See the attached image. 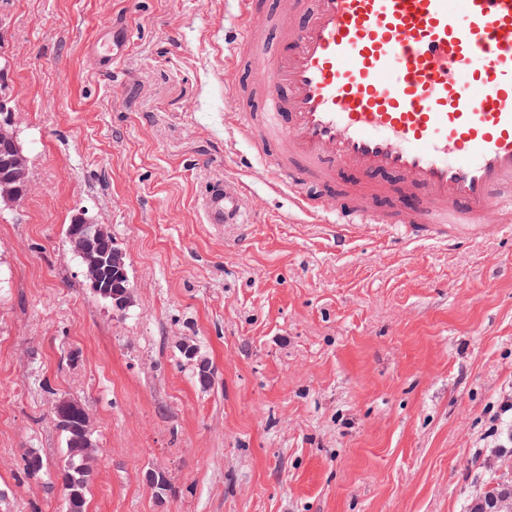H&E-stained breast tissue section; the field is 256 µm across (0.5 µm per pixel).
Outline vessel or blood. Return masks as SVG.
<instances>
[{
    "label": "vessel or blood",
    "mask_w": 512,
    "mask_h": 512,
    "mask_svg": "<svg viewBox=\"0 0 512 512\" xmlns=\"http://www.w3.org/2000/svg\"><path fill=\"white\" fill-rule=\"evenodd\" d=\"M236 2L224 66L248 76L227 106L273 189L340 241L360 224L398 247L512 240V0ZM95 47L114 69L122 43ZM202 206L244 221L223 184Z\"/></svg>",
    "instance_id": "b4317fda"
}]
</instances>
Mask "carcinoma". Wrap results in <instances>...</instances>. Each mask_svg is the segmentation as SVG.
Masks as SVG:
<instances>
[{
  "label": "carcinoma",
  "mask_w": 512,
  "mask_h": 512,
  "mask_svg": "<svg viewBox=\"0 0 512 512\" xmlns=\"http://www.w3.org/2000/svg\"><path fill=\"white\" fill-rule=\"evenodd\" d=\"M183 357L192 362L197 384L207 389L212 379L200 380L202 372L210 370L209 362L200 355L196 345L183 343ZM54 408H59L78 418L79 427L63 428L65 438L66 462L58 474L64 491L63 512H87L88 491L93 470V460L88 457V450H98L90 416L85 406L72 398L55 400Z\"/></svg>",
  "instance_id": "carcinoma-1"
}]
</instances>
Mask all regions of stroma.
<instances>
[{
	"label": "stroma",
	"mask_w": 512,
	"mask_h": 512,
	"mask_svg": "<svg viewBox=\"0 0 512 512\" xmlns=\"http://www.w3.org/2000/svg\"><path fill=\"white\" fill-rule=\"evenodd\" d=\"M234 0H0L30 191L0 215V491L61 512L54 400L99 447L87 512H470L512 454L484 434L512 392V241L337 242L245 168L225 110ZM126 37L117 70L90 53ZM216 182L246 221L207 223ZM80 212L127 258L124 315L64 242ZM193 341L214 380L181 356ZM44 473L22 480L29 450ZM165 472L158 498L143 480Z\"/></svg>",
	"instance_id": "stroma-1"
}]
</instances>
